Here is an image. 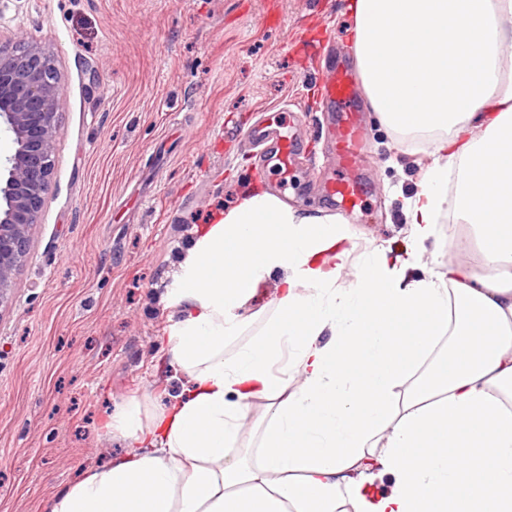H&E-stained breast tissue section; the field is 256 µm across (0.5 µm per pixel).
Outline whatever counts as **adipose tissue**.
Returning <instances> with one entry per match:
<instances>
[{"mask_svg":"<svg viewBox=\"0 0 512 512\" xmlns=\"http://www.w3.org/2000/svg\"><path fill=\"white\" fill-rule=\"evenodd\" d=\"M348 10L371 109L432 156L403 205L408 248L370 250L340 287L343 220L251 187L197 227L165 291L180 392L108 413L104 428L130 451L46 512H512V0ZM447 210L460 228L440 244L444 271L411 276ZM475 252L484 272L461 262ZM275 274L274 314L227 352L245 329L238 309ZM256 399L266 423L244 448Z\"/></svg>","mask_w":512,"mask_h":512,"instance_id":"ef3b65f1","label":"adipose tissue"}]
</instances>
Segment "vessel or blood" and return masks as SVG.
Returning a JSON list of instances; mask_svg holds the SVG:
<instances>
[{
    "mask_svg": "<svg viewBox=\"0 0 512 512\" xmlns=\"http://www.w3.org/2000/svg\"><path fill=\"white\" fill-rule=\"evenodd\" d=\"M356 77L346 69L331 68L324 73L321 82L323 97L339 108L337 114L334 149L339 159L342 176L335 185L329 186L330 194L339 196L347 209L362 204L363 191L352 173L358 165L364 147L365 130L361 116L354 109ZM253 138L268 142L267 161L273 162L281 180H288L293 174L292 161L295 154L288 139H270L267 130L254 128Z\"/></svg>",
    "mask_w": 512,
    "mask_h": 512,
    "instance_id": "obj_1",
    "label": "vessel or blood"
}]
</instances>
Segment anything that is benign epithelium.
Wrapping results in <instances>:
<instances>
[{
	"instance_id": "1",
	"label": "benign epithelium",
	"mask_w": 512,
	"mask_h": 512,
	"mask_svg": "<svg viewBox=\"0 0 512 512\" xmlns=\"http://www.w3.org/2000/svg\"><path fill=\"white\" fill-rule=\"evenodd\" d=\"M61 89L57 57L39 39L19 29L0 45V125L15 145L0 163V308L12 299L50 189Z\"/></svg>"
}]
</instances>
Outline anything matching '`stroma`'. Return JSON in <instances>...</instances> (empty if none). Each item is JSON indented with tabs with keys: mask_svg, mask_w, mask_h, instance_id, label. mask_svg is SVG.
<instances>
[{
	"mask_svg": "<svg viewBox=\"0 0 512 512\" xmlns=\"http://www.w3.org/2000/svg\"><path fill=\"white\" fill-rule=\"evenodd\" d=\"M353 27L347 0H0V41L31 32L64 83L52 185L0 309V512H44L86 467L123 456L106 409L180 390L159 294L195 227L250 186L347 223L341 285L371 247H406L402 204L431 157L393 149L364 96L362 214L326 192L340 169L319 79L355 68ZM261 111L297 145L282 191L274 170L256 179L243 140Z\"/></svg>",
	"mask_w": 512,
	"mask_h": 512,
	"instance_id": "35a3bbf8",
	"label": "stroma"
}]
</instances>
